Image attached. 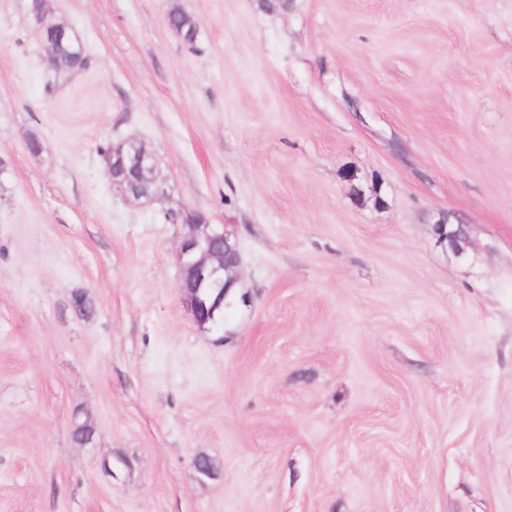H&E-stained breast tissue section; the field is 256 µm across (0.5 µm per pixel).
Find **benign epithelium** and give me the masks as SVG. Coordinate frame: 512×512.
<instances>
[{"label":"benign epithelium","mask_w":512,"mask_h":512,"mask_svg":"<svg viewBox=\"0 0 512 512\" xmlns=\"http://www.w3.org/2000/svg\"><path fill=\"white\" fill-rule=\"evenodd\" d=\"M39 32L38 56L49 69L55 63V43L69 37L72 29L54 23L47 17L35 19ZM112 156L119 164L108 175L112 189L127 200L160 199L167 196V182L160 173L154 154L134 137L112 144ZM188 208L167 212L174 224H181L182 233L177 251L181 269L179 285L181 302L194 322L206 329L218 322L217 313L226 309L247 307L248 293H232L239 283L241 256L233 232L213 224H197L186 219Z\"/></svg>","instance_id":"benign-epithelium-1"}]
</instances>
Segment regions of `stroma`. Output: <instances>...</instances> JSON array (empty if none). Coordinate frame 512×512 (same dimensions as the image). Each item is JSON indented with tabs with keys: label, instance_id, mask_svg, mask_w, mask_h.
<instances>
[{
	"label": "stroma",
	"instance_id": "1",
	"mask_svg": "<svg viewBox=\"0 0 512 512\" xmlns=\"http://www.w3.org/2000/svg\"><path fill=\"white\" fill-rule=\"evenodd\" d=\"M50 4L51 83L0 0V512H512V0ZM181 206L253 298L208 330ZM166 21L170 28L185 42H193L197 32V24L189 14L185 13L180 7L174 6L168 12ZM102 153L112 163V171H107L112 189L125 199L139 201L167 196V182L154 154L137 138L110 143ZM114 157H118L117 166L113 164Z\"/></svg>",
	"mask_w": 512,
	"mask_h": 512
}]
</instances>
